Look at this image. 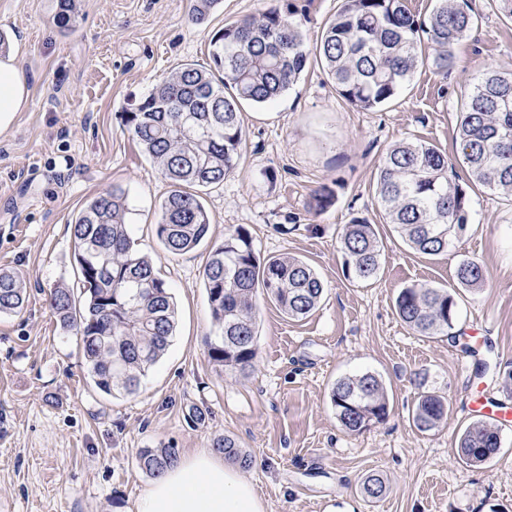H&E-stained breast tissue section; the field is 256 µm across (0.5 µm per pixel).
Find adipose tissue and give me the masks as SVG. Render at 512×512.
<instances>
[{
    "mask_svg": "<svg viewBox=\"0 0 512 512\" xmlns=\"http://www.w3.org/2000/svg\"><path fill=\"white\" fill-rule=\"evenodd\" d=\"M26 79L11 56L0 57V131L28 103ZM130 512H265L239 469L207 448H197L151 481Z\"/></svg>",
    "mask_w": 512,
    "mask_h": 512,
    "instance_id": "obj_1",
    "label": "adipose tissue"
}]
</instances>
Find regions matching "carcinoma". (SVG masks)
<instances>
[{"mask_svg":"<svg viewBox=\"0 0 512 512\" xmlns=\"http://www.w3.org/2000/svg\"><path fill=\"white\" fill-rule=\"evenodd\" d=\"M342 5L310 50L301 23L277 7L224 25L210 39L213 68L184 63L156 84L151 93L124 113V124L170 190L158 208L155 232L167 253L197 249L210 230L200 192L224 183L243 155L240 107L269 103L297 82L315 58L339 93L362 109L380 108L398 94L423 66L438 73L454 64L453 46L476 25L471 0H437L433 12L417 19L404 0H341ZM218 0H195L191 21L207 23ZM57 22L69 30L76 23L74 0H58ZM431 53H425L422 43ZM460 156L452 160L426 142L400 141L383 156L376 194L386 223L394 226L414 251L437 256L469 231L467 189L482 187L512 199V72L486 69L459 113ZM467 182L460 183L456 166ZM335 191L324 185L308 206L316 213L331 206ZM82 302L74 289L59 284L50 291V307L60 327L79 336L92 380L101 392L136 393L162 358L174 335L177 306L152 258L135 247L129 233L125 192L115 187L91 200L72 227ZM343 273L355 282L376 279L382 255L377 225L355 217L340 234ZM458 284L477 290L486 280L481 264L462 260ZM212 316L221 334L209 348L214 364L234 372L253 369L258 357L255 323L258 292L291 319H302L319 304L324 285L312 267L288 254L260 258L250 232L241 226L209 252L203 271ZM27 285L22 276L0 271V314L20 311ZM400 320L422 336H449L458 320V303L443 288L414 284L395 300ZM331 402L349 432L383 421L388 413L384 387L372 373L338 380ZM445 399L419 396L412 421L421 432L439 424ZM224 458L243 468L250 457L234 439L213 441ZM501 448L498 430L475 421L463 431L460 457L481 466ZM178 461L172 448H144L140 467L157 477ZM372 499L386 492L384 479L362 482Z\"/></svg>","mask_w":512,"mask_h":512,"instance_id":"cac0c4a2","label":"carcinoma"}]
</instances>
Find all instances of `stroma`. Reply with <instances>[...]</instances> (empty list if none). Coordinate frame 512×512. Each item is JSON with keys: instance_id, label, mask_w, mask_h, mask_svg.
Masks as SVG:
<instances>
[{"instance_id": "obj_1", "label": "stroma", "mask_w": 512, "mask_h": 512, "mask_svg": "<svg viewBox=\"0 0 512 512\" xmlns=\"http://www.w3.org/2000/svg\"><path fill=\"white\" fill-rule=\"evenodd\" d=\"M193 0H76V24L56 23L57 0H0V34L27 77L29 102L0 132V268L23 275L27 299L0 315V512H129L150 481L144 448L182 453L228 435L253 457L245 477L266 512H512V421L497 422L502 448L465 465L459 438L474 398L512 405V200L469 190L473 224L447 253L415 254L382 223L376 167L402 140L459 152L457 122L470 82L485 68L512 71V20L493 0L454 47L447 75L420 68L387 105L358 109L317 63L273 105L242 109L245 150L224 184L202 202L210 233L172 257L155 233L169 185L132 140L123 114L185 62L209 67V42L224 24L289 7L309 45L341 0H220L207 24L189 20ZM336 201L307 202L321 184ZM122 187L133 238L150 255L178 307L175 337L138 393L98 391L80 340L47 303L57 283L75 284L71 226L88 201ZM359 216L379 224L375 281L342 271L338 235ZM247 228L261 257L307 261L325 284L319 307L288 319L257 300L258 358L245 374L213 364L217 330L203 285L211 248ZM465 258L485 269L482 288L459 289ZM457 292L456 339L418 335L397 317L401 288ZM373 372L389 399L387 418L359 433L339 425L331 389ZM446 399L440 424L409 418L419 392ZM387 490L366 497L362 481Z\"/></svg>"}]
</instances>
